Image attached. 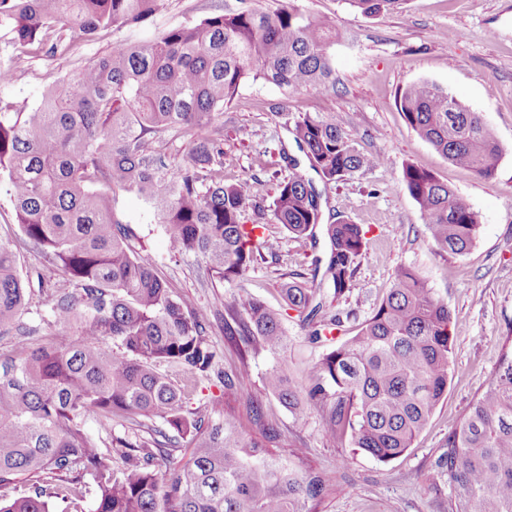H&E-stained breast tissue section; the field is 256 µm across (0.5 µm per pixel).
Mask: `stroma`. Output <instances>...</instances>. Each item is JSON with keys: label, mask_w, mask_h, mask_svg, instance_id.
<instances>
[{"label": "stroma", "mask_w": 512, "mask_h": 512, "mask_svg": "<svg viewBox=\"0 0 512 512\" xmlns=\"http://www.w3.org/2000/svg\"><path fill=\"white\" fill-rule=\"evenodd\" d=\"M287 5L335 25L338 37L329 53L336 86L326 94L307 89L288 96L261 81L245 82L224 111V180L258 177L257 198L262 206L271 205L279 181L290 174L283 154L298 152L291 129L305 112L335 120L359 150L383 157L379 167L341 181H314L323 223L346 217L366 234L351 288L340 296L327 286L321 290L324 314L339 315L342 330L314 342L294 311H285L288 346L278 353L253 351L241 337L224 332L225 307L233 296H257L277 307L282 282L296 276L311 279L315 260L327 256L325 237L310 243L291 237L280 225H268L276 257L257 260L243 279L213 286L200 258L170 251L163 225L134 194L117 195L114 212L131 227L138 255L156 268L173 294L212 312L206 339L219 370L196 382L186 410L203 412L210 402L224 401L243 415L250 403L259 404L260 427L276 434L270 450L285 455L302 449L305 468L323 477L326 493L318 512H451L448 474L438 461L512 336V0H410L403 12L378 17L364 16L344 0H165L145 22L98 39H75L61 56L13 55L0 39V56L10 55L14 70L0 98L36 103L51 77L218 10L247 7L271 13ZM422 80L450 91L494 130L502 157L493 177L480 178L452 165L406 124L397 94ZM409 163L451 185L478 212L480 234L468 254L441 253L428 241L402 180ZM401 265L413 267L447 302L454 345L448 390L428 426L403 455L382 463L353 450L349 442L328 440L317 411L291 413L266 391L264 378L277 365L287 367L289 375H303L371 315ZM241 367L248 372L241 387L225 393L221 370ZM343 457L348 460L344 466L339 463Z\"/></svg>", "instance_id": "obj_1"}]
</instances>
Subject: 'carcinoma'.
Instances as JSON below:
<instances>
[{
	"mask_svg": "<svg viewBox=\"0 0 512 512\" xmlns=\"http://www.w3.org/2000/svg\"><path fill=\"white\" fill-rule=\"evenodd\" d=\"M407 0H345L367 16L403 9ZM162 0H0V32L32 56L64 54L76 36L94 39L114 27L146 21ZM330 19L294 7L273 13L226 10L155 39L112 49L52 79L34 106L0 101V180L20 237L0 240V340L20 337L0 355V487L31 482L0 499V512H72L90 495L94 512H309L325 494L323 478L301 469L299 450L272 453L274 439L232 409L213 415L183 409V388L165 365L196 377L215 370L205 339L209 313L171 294L166 281L131 245L132 231L113 211L119 192L135 194L165 226L169 249L193 253L220 283L244 278L260 246L249 241L247 208L262 211L253 186L224 183V107L246 81L290 94L335 86L327 46ZM412 130L450 163L481 178L494 175L502 155L493 130L448 90L414 82L398 94ZM188 132L191 143L171 157L163 137ZM310 167L326 182L382 164L359 150L343 128L304 113L291 130ZM279 184L270 221L297 239L315 240L320 194L297 171ZM403 182L440 252L463 256L475 245L479 214L456 190L408 163ZM324 279L335 294L352 284L365 247L360 225L343 217L324 225ZM32 244L61 264L73 292L51 290L42 276L19 269ZM288 309L317 339L342 327L322 310L320 288L280 285ZM48 298L41 322L58 341L31 343L30 298ZM224 331L252 350L280 352L287 338L279 310L253 296L233 298ZM452 313L409 266L392 275L386 298L353 335L299 379L276 367L267 391L300 413L315 408L332 441L380 462L408 450L448 389L454 337ZM160 416L187 440L188 461L170 477L154 457L130 452L112 437L98 446L85 418ZM123 448L119 458L112 449ZM440 465L454 494L451 512H512V347L448 435Z\"/></svg>",
	"mask_w": 512,
	"mask_h": 512,
	"instance_id": "obj_1",
	"label": "carcinoma"
}]
</instances>
